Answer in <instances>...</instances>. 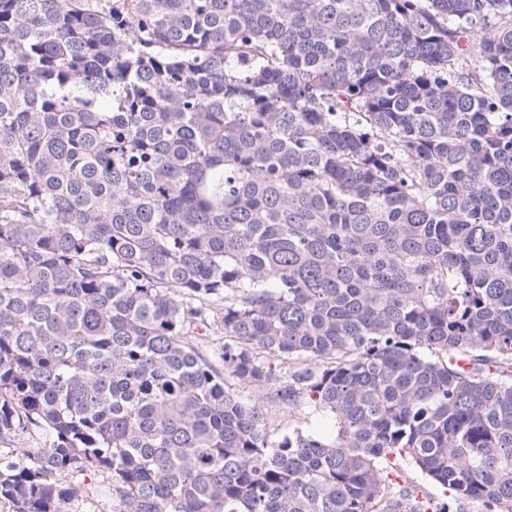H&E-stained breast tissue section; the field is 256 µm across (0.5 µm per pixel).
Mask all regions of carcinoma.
I'll list each match as a JSON object with an SVG mask.
<instances>
[{"label":"carcinoma","mask_w":512,"mask_h":512,"mask_svg":"<svg viewBox=\"0 0 512 512\" xmlns=\"http://www.w3.org/2000/svg\"><path fill=\"white\" fill-rule=\"evenodd\" d=\"M402 463L512 512V0H0V507L430 512Z\"/></svg>","instance_id":"cac0c4a2"}]
</instances>
